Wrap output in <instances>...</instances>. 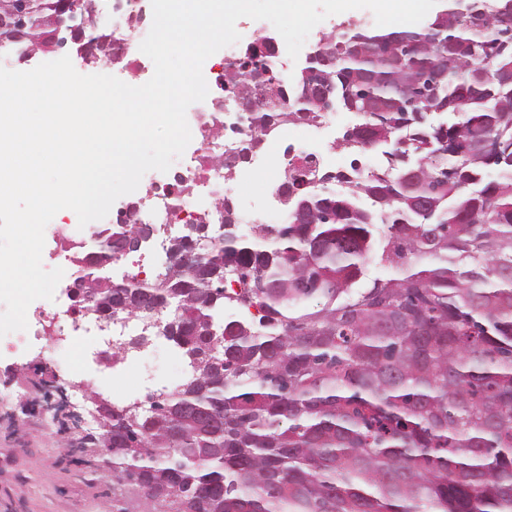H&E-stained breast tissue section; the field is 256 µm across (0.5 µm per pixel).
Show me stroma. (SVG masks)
<instances>
[{"mask_svg":"<svg viewBox=\"0 0 512 512\" xmlns=\"http://www.w3.org/2000/svg\"><path fill=\"white\" fill-rule=\"evenodd\" d=\"M0 337V512H110L112 457L100 445L89 397H111L78 353H53L45 343L12 350ZM164 340L144 353L142 381L120 404L144 399L176 381Z\"/></svg>","mask_w":512,"mask_h":512,"instance_id":"1","label":"stroma"}]
</instances>
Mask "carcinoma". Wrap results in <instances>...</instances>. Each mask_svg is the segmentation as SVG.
Wrapping results in <instances>:
<instances>
[{
    "instance_id": "1",
    "label": "carcinoma",
    "mask_w": 512,
    "mask_h": 512,
    "mask_svg": "<svg viewBox=\"0 0 512 512\" xmlns=\"http://www.w3.org/2000/svg\"><path fill=\"white\" fill-rule=\"evenodd\" d=\"M57 4L25 15L38 50ZM108 37L85 42L104 58ZM315 52L256 134L341 108L361 119L339 140L351 168L367 146L386 164L338 193L342 173L289 178L284 205L310 223L220 232L187 260L176 239L178 264L145 285L94 270L93 307L174 308L167 336L199 362L153 411L113 418L112 478L154 512H512V0L451 2L417 30L356 25ZM374 260L394 276L359 287ZM228 299L246 316L224 319Z\"/></svg>"
}]
</instances>
